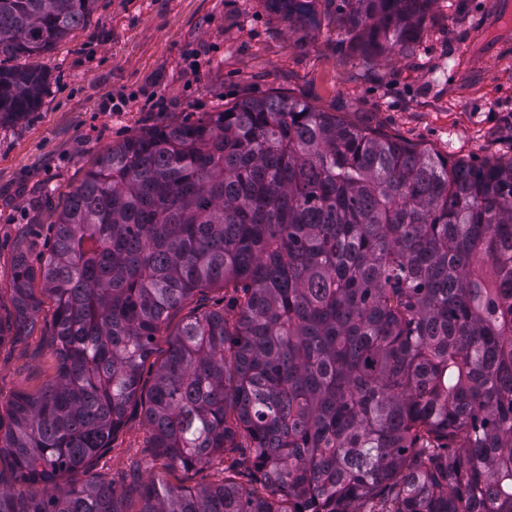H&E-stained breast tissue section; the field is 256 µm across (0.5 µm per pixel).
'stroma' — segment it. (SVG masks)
<instances>
[{
	"label": "stroma",
	"mask_w": 512,
	"mask_h": 512,
	"mask_svg": "<svg viewBox=\"0 0 512 512\" xmlns=\"http://www.w3.org/2000/svg\"><path fill=\"white\" fill-rule=\"evenodd\" d=\"M512 18L501 0H433L414 52L361 57L321 25L294 30L278 0H99L85 26L41 56L49 72L34 112L0 126V321L13 315L18 253L37 262L61 203L103 150L154 127L196 121L244 97L280 92L449 161L512 155ZM126 100L124 111L104 105ZM44 300L24 340L0 342V402L55 374ZM190 487L237 475L235 454L203 470L164 466L141 416L129 417L93 474L129 485Z\"/></svg>",
	"instance_id": "1"
}]
</instances>
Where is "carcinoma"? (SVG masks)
Masks as SVG:
<instances>
[{
	"label": "carcinoma",
	"mask_w": 512,
	"mask_h": 512,
	"mask_svg": "<svg viewBox=\"0 0 512 512\" xmlns=\"http://www.w3.org/2000/svg\"><path fill=\"white\" fill-rule=\"evenodd\" d=\"M302 22L313 0H283ZM432 0H321L363 56L405 52ZM97 0H0V125ZM55 306V375L0 411V512H512V157L472 165L285 94L96 156L34 266L14 340ZM191 316L144 388L156 336ZM141 412L157 457L240 455L249 485L79 480ZM26 490L18 491L16 487ZM224 295L225 299L223 300ZM232 296L233 293L231 288L229 290L213 288L211 290H207L205 293L198 294L194 300L187 302L175 315L171 317L168 333L194 313L204 310L221 309L224 304H227Z\"/></svg>",
	"instance_id": "obj_1"
}]
</instances>
